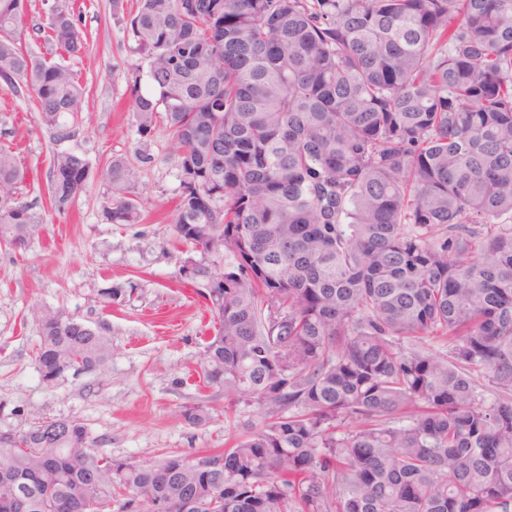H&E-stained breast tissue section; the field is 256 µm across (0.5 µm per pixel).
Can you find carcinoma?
I'll list each match as a JSON object with an SVG mask.
<instances>
[{"instance_id": "obj_1", "label": "carcinoma", "mask_w": 512, "mask_h": 512, "mask_svg": "<svg viewBox=\"0 0 512 512\" xmlns=\"http://www.w3.org/2000/svg\"><path fill=\"white\" fill-rule=\"evenodd\" d=\"M26 10L0 0V82L67 140L85 88L22 50ZM29 31L84 49L57 5ZM128 33L152 87L134 96L137 152L151 162L163 121L173 230L214 324L199 377L261 424L155 463L112 459L77 420L1 430L0 512H182L186 493L191 512H512V0H139ZM98 176L105 219L137 223L136 171L120 156ZM91 177L54 155V207ZM23 178L0 148L15 251L42 224ZM34 317L43 381L111 356L104 328Z\"/></svg>"}]
</instances>
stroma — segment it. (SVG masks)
I'll use <instances>...</instances> for the list:
<instances>
[{"label":"stroma","mask_w":512,"mask_h":512,"mask_svg":"<svg viewBox=\"0 0 512 512\" xmlns=\"http://www.w3.org/2000/svg\"><path fill=\"white\" fill-rule=\"evenodd\" d=\"M73 10L86 49L73 62L86 89L75 135L56 141L31 93L0 83V147H11L25 172L17 197L42 215L27 250L0 246V430L24 429L44 418L75 419L114 459L155 462L169 452L194 457L224 447L258 425L257 408H228L224 393L205 387L197 369L214 334L203 286L184 278L173 224L180 193L176 150L164 124L148 141L150 164H137L132 192L136 224H112L103 207L109 186L89 183L67 210L51 204L47 176L54 154L75 151L92 169L137 146L134 88H147L148 60L126 30L136 0H28V14ZM126 289L105 304L106 288ZM60 310L105 326L112 354L105 367L46 387L35 361L33 309ZM199 404L205 425L181 413Z\"/></svg>","instance_id":"stroma-1"}]
</instances>
